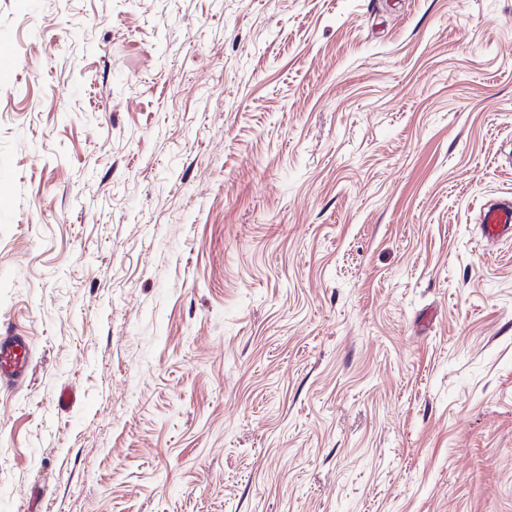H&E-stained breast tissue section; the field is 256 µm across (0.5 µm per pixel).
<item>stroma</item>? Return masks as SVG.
I'll use <instances>...</instances> for the list:
<instances>
[{
  "instance_id": "35a3bbf8",
  "label": "stroma",
  "mask_w": 512,
  "mask_h": 512,
  "mask_svg": "<svg viewBox=\"0 0 512 512\" xmlns=\"http://www.w3.org/2000/svg\"><path fill=\"white\" fill-rule=\"evenodd\" d=\"M505 196L512 0H0V512H512ZM482 236L491 241L512 237V197L502 198L485 207L481 225ZM32 339L7 328L0 330V390L23 387L31 371Z\"/></svg>"
}]
</instances>
